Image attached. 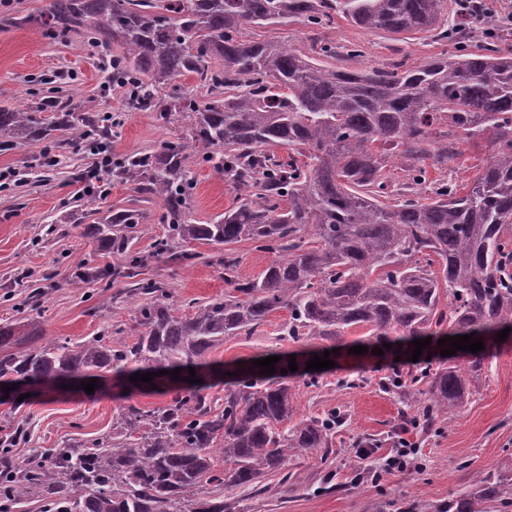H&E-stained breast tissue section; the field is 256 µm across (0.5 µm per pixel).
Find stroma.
<instances>
[{
    "instance_id": "35a3bbf8",
    "label": "stroma",
    "mask_w": 512,
    "mask_h": 512,
    "mask_svg": "<svg viewBox=\"0 0 512 512\" xmlns=\"http://www.w3.org/2000/svg\"><path fill=\"white\" fill-rule=\"evenodd\" d=\"M48 0H0V106L31 108L46 100L58 108L43 111L44 124H53L59 108L74 114H91L105 128L108 154L120 160L134 153H150L167 141L185 140L187 119L177 115L161 121L152 112L126 108L127 92L112 81L110 57L118 46L102 50L81 35L55 39L47 36L35 19ZM245 39L278 42L317 56L323 43L336 48L335 64L349 70L394 69L399 62L412 65L447 52L446 42L421 33L407 40L384 32H370L335 15L326 29L304 19L251 26ZM361 56L350 59V46ZM461 154L443 170H430L429 181L453 179L463 184L482 166L487 149L460 143ZM95 155L69 145L62 137L41 144L15 143L0 149V170L14 175L0 184V324L36 320L48 339L73 343L109 332L133 340L137 335L140 297L129 293V280L114 279L110 287L89 281L76 284V273L88 266L105 268L117 258L101 251L84 234L88 217L103 219L122 209H136L143 217L134 232L132 250L145 265L144 278L161 283L171 294L179 313L188 302L203 303L230 291L224 278V262L236 259L239 276H258L273 260V253L255 243L231 245L193 243L196 259L182 267L157 244L168 234L159 199L140 194L135 182L118 177L116 170L102 175L99 189L87 191L84 178L92 174ZM186 169L193 182L188 217L194 224L212 223L232 207L243 187L218 177L210 163L189 155ZM287 310L272 313L253 335L229 336L210 352L208 359L236 368L271 354L300 353L301 344L289 341L281 331ZM391 364L365 353L341 347L333 368L313 372L312 382L294 378L290 393L298 419L324 416L334 411L342 420L328 453L314 450L290 461L288 468L304 479L301 488L283 485L280 473L262 478L260 491L236 489L224 500L231 512H433L462 491L466 473L459 460L471 468H512V341L500 345L482 376L472 381L471 394L452 423H439L425 433L414 428L410 437L418 446L419 469L382 474L380 479H356L359 469L377 466L388 454L391 437L403 421L404 405L395 391L386 389ZM171 393L129 392L104 378L101 390L63 389L53 385L31 393L24 400L0 396V437L20 422L32 433L28 443L13 450L17 459L35 448H59L83 444L112 433L121 409L135 405L153 409L166 405ZM375 445L370 459L356 453L358 443Z\"/></svg>"
}]
</instances>
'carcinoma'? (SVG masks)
Returning a JSON list of instances; mask_svg holds the SVG:
<instances>
[{
	"label": "carcinoma",
	"mask_w": 512,
	"mask_h": 512,
	"mask_svg": "<svg viewBox=\"0 0 512 512\" xmlns=\"http://www.w3.org/2000/svg\"><path fill=\"white\" fill-rule=\"evenodd\" d=\"M340 11L371 32L434 33L453 46L398 70L336 69L298 50L242 39L245 26L302 17L321 27ZM448 0H50L41 15L49 34L81 33L104 49L117 41L112 65L130 84L128 108L179 112L190 120L187 142L132 154L119 175L164 203L169 235L158 249L179 262L203 241H252L277 259L256 278L238 281L226 262L233 291L174 314L169 292L141 279L135 291L140 333L129 343L94 336L80 344H42L35 329L0 326V385L50 379L84 380L110 373L124 386L133 374L140 391L165 389L179 368L184 385L157 410L129 405L112 436L78 446L45 448L24 460L0 454L3 512H224V492L257 486L269 473L309 450L330 447L337 416L294 422L289 363L262 377H231L224 402L206 393L208 353L226 336L251 335L278 309L288 310V339L320 340L311 357L353 341L398 356L411 341L475 334L484 349L461 351L465 364H440L389 388L428 429L452 420L466 403L470 378L494 357L498 333L512 338V35L495 31L491 46L471 52L462 23L444 26ZM194 75L207 99L185 93L159 96L163 86ZM37 109L0 107V133L39 144L55 131L80 147L93 125L64 112L42 126ZM485 141L490 158L463 185L441 181L423 196L427 168L460 155L448 135ZM278 148L288 150L280 155ZM191 151L217 159L218 175L255 192L211 224L187 217ZM411 160V187L397 198L388 158ZM133 211L117 212L85 234L123 262L88 267L78 281L111 283L140 275L131 251ZM391 348H384V344ZM288 374H281V370ZM165 374L160 375L158 371ZM220 453L224 467L216 468ZM434 512H512V475L476 471L469 486Z\"/></svg>",
	"instance_id": "obj_1"
}]
</instances>
